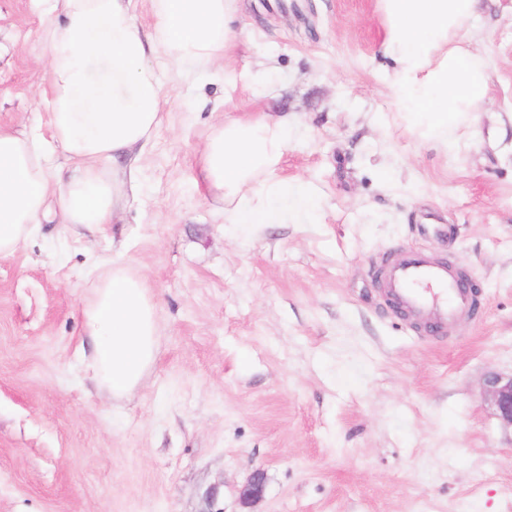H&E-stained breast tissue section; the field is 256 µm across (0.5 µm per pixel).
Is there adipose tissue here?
<instances>
[{"instance_id": "obj_1", "label": "adipose tissue", "mask_w": 512, "mask_h": 512, "mask_svg": "<svg viewBox=\"0 0 512 512\" xmlns=\"http://www.w3.org/2000/svg\"><path fill=\"white\" fill-rule=\"evenodd\" d=\"M50 65V134L0 128V255L17 252L43 224L100 228L136 186L135 163L161 124L163 85L150 64L165 54L184 73L223 59L239 0H152L143 37L132 0H38ZM391 86L407 129L453 147L449 128L475 121L486 102L490 60L472 49L480 0H379ZM288 137L264 118L215 125L201 157L207 197L233 224H274L314 211L274 179ZM94 343L90 377L113 397L139 386L159 340L156 299L122 259L82 307Z\"/></svg>"}]
</instances>
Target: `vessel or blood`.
<instances>
[{"mask_svg": "<svg viewBox=\"0 0 512 512\" xmlns=\"http://www.w3.org/2000/svg\"><path fill=\"white\" fill-rule=\"evenodd\" d=\"M378 277L385 298L402 314L439 331L472 312V296L457 268L421 251L384 259Z\"/></svg>", "mask_w": 512, "mask_h": 512, "instance_id": "b4317fda", "label": "vessel or blood"}]
</instances>
